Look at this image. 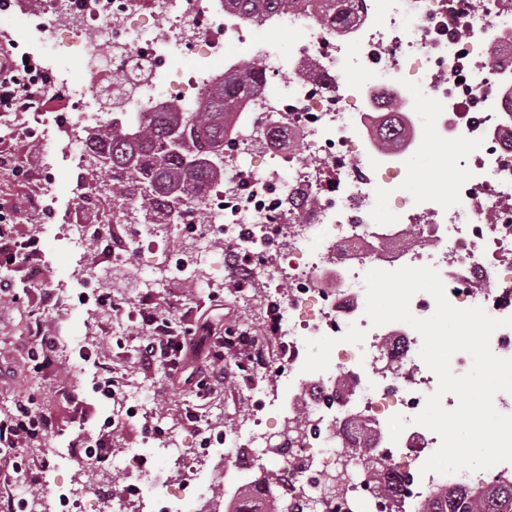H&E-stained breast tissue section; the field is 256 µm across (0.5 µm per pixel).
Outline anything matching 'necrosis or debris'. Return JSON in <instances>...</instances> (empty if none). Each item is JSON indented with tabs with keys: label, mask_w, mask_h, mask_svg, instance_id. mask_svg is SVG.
<instances>
[{
	"label": "necrosis or debris",
	"mask_w": 512,
	"mask_h": 512,
	"mask_svg": "<svg viewBox=\"0 0 512 512\" xmlns=\"http://www.w3.org/2000/svg\"><path fill=\"white\" fill-rule=\"evenodd\" d=\"M321 0H288L256 22L224 0H43L25 10L29 32L44 12L56 17L48 62L65 106L57 129L72 139L112 122L148 126L161 112L194 111L216 80L246 55L262 60L260 90L245 100L224 137V178L210 183L200 223L180 208L171 229L190 248L171 249L152 225L112 212L102 231L74 218L70 242L89 249L92 266L127 265L143 249L156 267L196 282L205 265L263 281L265 321L284 360L275 369L286 398L264 402V418L246 420L247 435L208 425L200 440L148 438L129 449L120 495L102 499L98 482L46 483L47 512H224L226 494L207 466L224 446L241 486L269 512L267 477L295 504L337 479L330 504L345 506L351 486L368 500L369 455L388 459L402 480L393 497L402 512H421L431 489L482 491L512 463L451 475L421 474L439 436L412 418L437 378L419 356L422 341L409 325L371 326L365 316L364 275L372 269L435 268L455 307H482L512 316V0H351L343 30L324 26ZM284 32L282 42L265 34ZM108 48L107 55L96 51ZM81 59L99 92L116 74L130 85L122 104L104 112L97 98L69 80L65 58ZM315 64L325 80L303 76ZM291 72L280 81L282 72ZM436 103L433 111L421 100ZM396 115L407 129L394 140L380 132ZM439 141L465 146L464 169L450 191H414V161ZM328 352L330 361L319 359ZM408 424L391 441L388 420ZM297 421L302 430L268 463L250 451L270 430Z\"/></svg>",
	"instance_id": "1"
}]
</instances>
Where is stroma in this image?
I'll return each mask as SVG.
<instances>
[{"instance_id":"obj_1","label":"stroma","mask_w":512,"mask_h":512,"mask_svg":"<svg viewBox=\"0 0 512 512\" xmlns=\"http://www.w3.org/2000/svg\"><path fill=\"white\" fill-rule=\"evenodd\" d=\"M76 152L73 143L56 138L51 160L53 180L44 213L10 227L15 237H37L41 277L34 284L28 281L26 268H14L8 272L12 291L0 293V419L14 413L17 400L33 396L40 409L52 417L56 430L40 446L22 443L24 460L52 470L57 479L84 482L88 474L79 467L71 442L80 433L98 434L102 421L112 412L110 400L96 391L95 366L81 357L85 346L96 345L99 353L111 356L117 376L140 385L153 406L151 414L111 435L110 463L115 468L120 467L128 449L142 446L150 426L159 424L174 438H187L182 423L185 407L199 404L207 410L216 405L224 418L236 421L255 415L274 387L275 378L266 376L253 390L238 384L221 385L209 400L197 401L188 372L173 375L158 366L147 373L135 364L140 342L136 320L125 316L113 321L89 313L82 296L101 287L102 282L84 276L91 256L76 252L62 232L86 177L84 167L75 159ZM51 289L62 294L64 302L47 309L43 294ZM264 293L262 284H253L248 290L249 301H242L230 292L222 267L206 266L194 284L163 278L155 299L165 313L178 316L193 311L207 325L210 335L220 336L229 326L240 331L261 330ZM35 309L42 312L43 328L57 344L54 363L40 371L33 368L29 340L31 312Z\"/></svg>"}]
</instances>
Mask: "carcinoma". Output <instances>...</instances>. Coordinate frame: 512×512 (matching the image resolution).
Returning a JSON list of instances; mask_svg holds the SVG:
<instances>
[{"label": "carcinoma", "mask_w": 512, "mask_h": 512, "mask_svg": "<svg viewBox=\"0 0 512 512\" xmlns=\"http://www.w3.org/2000/svg\"><path fill=\"white\" fill-rule=\"evenodd\" d=\"M287 0H226L259 21L281 9ZM259 68L243 62L224 78L222 85L200 110L184 116L164 112L152 126L121 133L108 124L95 128L88 137L87 188L102 187L112 200L136 207L135 219L145 224H165L177 204L200 205L203 185L224 173V165L190 166L189 156L209 157L223 153L224 124L239 97L257 91ZM181 133L178 147L171 146L173 130ZM422 512H512V483L490 487L478 496L467 492L430 499Z\"/></svg>", "instance_id": "obj_1"}]
</instances>
